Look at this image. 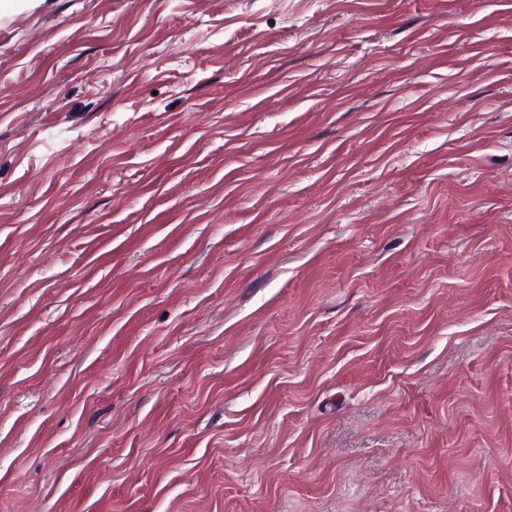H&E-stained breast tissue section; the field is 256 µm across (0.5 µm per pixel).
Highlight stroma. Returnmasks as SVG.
<instances>
[{"label": "stroma", "mask_w": 512, "mask_h": 512, "mask_svg": "<svg viewBox=\"0 0 512 512\" xmlns=\"http://www.w3.org/2000/svg\"><path fill=\"white\" fill-rule=\"evenodd\" d=\"M0 512H512V0L0 20Z\"/></svg>", "instance_id": "obj_1"}]
</instances>
